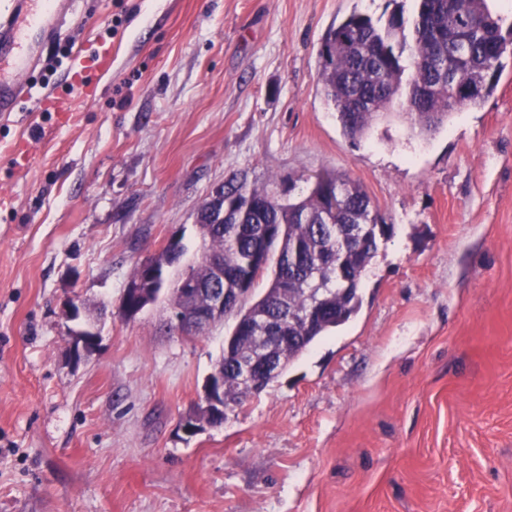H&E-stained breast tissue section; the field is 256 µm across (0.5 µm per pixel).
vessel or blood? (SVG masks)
I'll return each instance as SVG.
<instances>
[{
  "label": "vessel or blood",
  "instance_id": "obj_1",
  "mask_svg": "<svg viewBox=\"0 0 512 512\" xmlns=\"http://www.w3.org/2000/svg\"><path fill=\"white\" fill-rule=\"evenodd\" d=\"M72 0H0V116L16 111L23 78L60 37Z\"/></svg>",
  "mask_w": 512,
  "mask_h": 512
}]
</instances>
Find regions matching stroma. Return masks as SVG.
Returning <instances> with one entry per match:
<instances>
[{
  "mask_svg": "<svg viewBox=\"0 0 512 512\" xmlns=\"http://www.w3.org/2000/svg\"><path fill=\"white\" fill-rule=\"evenodd\" d=\"M416 0H76L0 117V512H512V57L429 134L348 138L318 49ZM117 35H109V27ZM111 49L96 95L37 108ZM349 176L394 233L357 314L223 425L189 435L232 319L123 317L136 263L233 174L307 192ZM95 318L75 350L71 300Z\"/></svg>",
  "mask_w": 512,
  "mask_h": 512,
  "instance_id": "stroma-1",
  "label": "stroma"
}]
</instances>
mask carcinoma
<instances>
[{"instance_id":"carcinoma-1","label":"carcinoma","mask_w":512,"mask_h":512,"mask_svg":"<svg viewBox=\"0 0 512 512\" xmlns=\"http://www.w3.org/2000/svg\"><path fill=\"white\" fill-rule=\"evenodd\" d=\"M411 28L412 43L404 41ZM410 50L404 59V50ZM512 55V26L503 29L487 0H418L416 17L408 22L394 13L387 24L377 26L371 17L353 12L327 29L319 48L322 92L331 104L344 133L356 139L375 122L389 114L398 96H405L411 127L430 131L443 124L448 115L471 106L454 101L453 81L479 82L485 94L494 90L503 69V58ZM429 88L428 97L416 99L419 85ZM219 196L224 209L239 226L234 237L224 234V222L199 207L198 233L204 249L200 259L224 255V288L251 289L254 275L249 271L256 231L264 228L268 238L265 264L273 265L265 292L247 309H238L229 351L218 363L224 372L233 371L236 356L250 350L249 322L261 308L269 317L279 316L275 295L282 280L295 279L308 288L328 289L327 299L314 305L315 295L295 291L288 308L305 313L315 308L311 327L298 323L288 344V363H293L315 340L347 323L358 311L362 277L375 257L381 238L391 225L381 214L368 224L366 207L370 197L363 186L349 178L325 174L308 193L285 199L266 189L250 186L246 178L231 176ZM363 220L359 230L363 246L343 253L341 235L353 223L351 214ZM299 248L298 261L288 262V249Z\"/></svg>"}]
</instances>
